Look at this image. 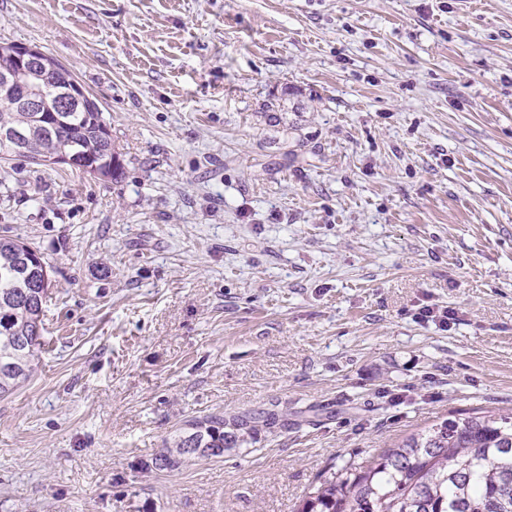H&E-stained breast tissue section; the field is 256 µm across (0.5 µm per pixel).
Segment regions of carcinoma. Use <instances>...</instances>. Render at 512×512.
<instances>
[{"instance_id":"cac0c4a2","label":"carcinoma","mask_w":512,"mask_h":512,"mask_svg":"<svg viewBox=\"0 0 512 512\" xmlns=\"http://www.w3.org/2000/svg\"><path fill=\"white\" fill-rule=\"evenodd\" d=\"M73 79L61 63L42 54L21 78L31 97L51 99ZM84 162L79 172L117 181L121 154L97 102L89 96L53 116L25 108L14 89H0V158L22 157L37 166ZM31 246L0 236V396L26 382L43 345V312L49 265L27 268ZM288 426L274 409L228 422L210 416L189 424L152 460L172 469L187 456L218 458L263 427ZM296 512H512V409L474 411L448 418L382 449L365 464L319 475Z\"/></svg>"}]
</instances>
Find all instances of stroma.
<instances>
[{"label": "stroma", "mask_w": 512, "mask_h": 512, "mask_svg": "<svg viewBox=\"0 0 512 512\" xmlns=\"http://www.w3.org/2000/svg\"><path fill=\"white\" fill-rule=\"evenodd\" d=\"M0 39L72 72L125 166L0 160V235L53 283L0 399V512H294L329 468L512 408V0H0ZM274 406L287 427L150 466ZM283 417L278 411L267 409L258 414L239 416L228 423L223 416L195 420L189 424L191 432L179 436L172 446L164 448L152 460V465L158 470H167L178 466L187 456L222 457L225 449L241 447L253 439L259 426L269 431L286 427L288 420Z\"/></svg>", "instance_id": "35a3bbf8"}]
</instances>
